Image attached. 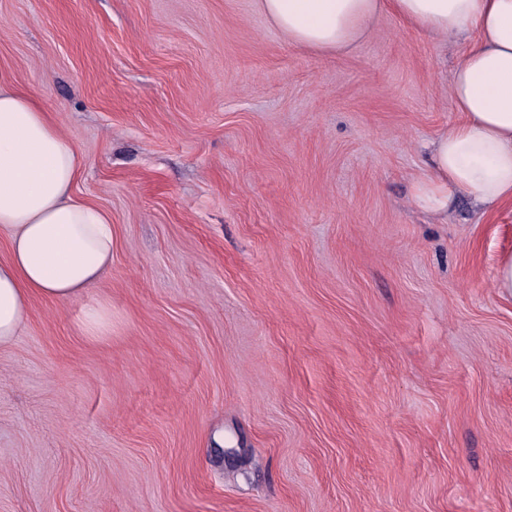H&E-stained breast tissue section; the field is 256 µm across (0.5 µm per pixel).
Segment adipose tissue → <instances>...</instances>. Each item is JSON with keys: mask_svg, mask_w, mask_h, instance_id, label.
<instances>
[{"mask_svg": "<svg viewBox=\"0 0 512 512\" xmlns=\"http://www.w3.org/2000/svg\"><path fill=\"white\" fill-rule=\"evenodd\" d=\"M290 45L349 50L392 13L436 40L467 37L451 96L461 119L432 143L414 183L419 207L444 213L454 193L494 207L512 201V0H258ZM80 157L38 100L0 85V347L12 343L34 297L69 303L112 264V221L77 198Z\"/></svg>", "mask_w": 512, "mask_h": 512, "instance_id": "obj_1", "label": "adipose tissue"}]
</instances>
